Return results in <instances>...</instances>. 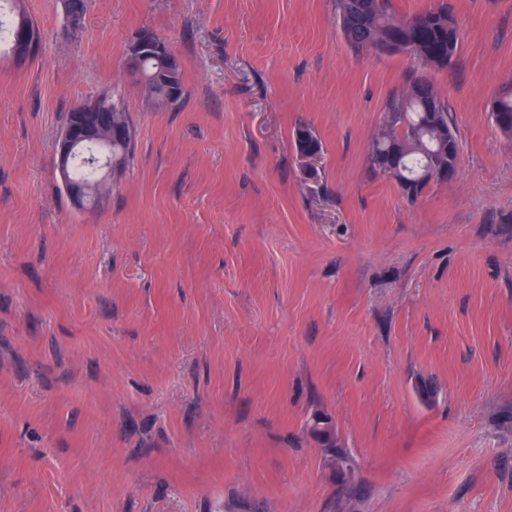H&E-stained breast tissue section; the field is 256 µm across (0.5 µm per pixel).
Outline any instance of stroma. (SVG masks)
<instances>
[{"mask_svg":"<svg viewBox=\"0 0 512 512\" xmlns=\"http://www.w3.org/2000/svg\"><path fill=\"white\" fill-rule=\"evenodd\" d=\"M444 3L464 38L427 76L459 162L411 203L366 158L417 64L356 53L334 0H91L75 28L22 0L43 45L0 54V512H512V137L489 118L512 0H393ZM145 30L184 63L177 106L128 68ZM105 92L135 154L80 209L55 144Z\"/></svg>","mask_w":512,"mask_h":512,"instance_id":"1","label":"stroma"}]
</instances>
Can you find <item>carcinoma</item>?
I'll return each instance as SVG.
<instances>
[{"label": "carcinoma", "instance_id": "cac0c4a2", "mask_svg": "<svg viewBox=\"0 0 512 512\" xmlns=\"http://www.w3.org/2000/svg\"><path fill=\"white\" fill-rule=\"evenodd\" d=\"M339 28L351 48L357 53L370 51L394 30L404 38L401 53L407 54L421 66L446 69L453 65L462 44L460 27L448 9L442 5L429 9L435 16L428 26L420 25L424 12L399 17L394 12L392 0H335ZM29 27V55L36 54L40 45L37 24L22 14L9 19L8 34H14L19 22ZM143 77L145 95L158 108H167L180 102L184 95L183 70L171 75V83L159 82V75L167 71L166 58L145 55L134 65ZM104 111L112 113V122L131 124L127 112L109 93L96 98ZM381 127L368 152L370 170L390 177L399 186L407 200L414 202L430 184L436 182L431 170L443 167L448 177H453L459 157V141L448 111V100L443 97L426 75L415 71L403 88L392 93L383 108ZM491 117L505 135L512 137V86H504L490 105ZM137 138L112 143V164L122 169L133 155ZM294 141L322 152V143L306 124L294 131ZM317 432L326 457H349L338 447L336 433L328 429L329 419L317 416Z\"/></svg>", "mask_w": 512, "mask_h": 512}]
</instances>
